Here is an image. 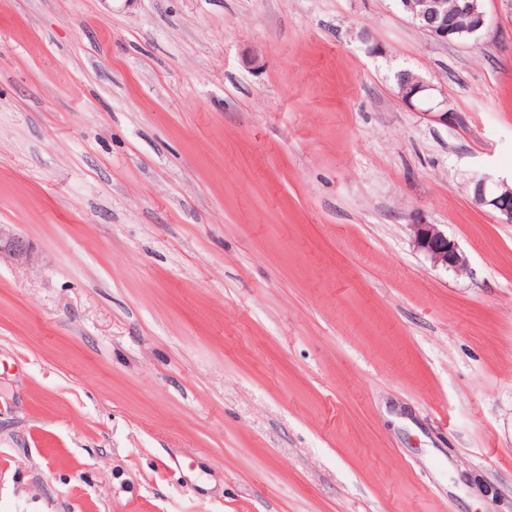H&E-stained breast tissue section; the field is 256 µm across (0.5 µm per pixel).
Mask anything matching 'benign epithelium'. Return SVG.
Instances as JSON below:
<instances>
[{"mask_svg":"<svg viewBox=\"0 0 512 512\" xmlns=\"http://www.w3.org/2000/svg\"><path fill=\"white\" fill-rule=\"evenodd\" d=\"M403 11L430 39L443 44L474 37L487 26V16L479 0H456L451 12L448 0H404ZM429 90V85L413 75L402 76L398 83V94L403 101L438 121H448L445 102L432 104ZM472 195L476 204L489 208L502 222L512 223L511 185L482 176L472 181ZM410 226L415 248L433 267L457 273L468 270L466 253L438 225L428 223L416 213L412 215Z\"/></svg>","mask_w":512,"mask_h":512,"instance_id":"1","label":"benign epithelium"}]
</instances>
